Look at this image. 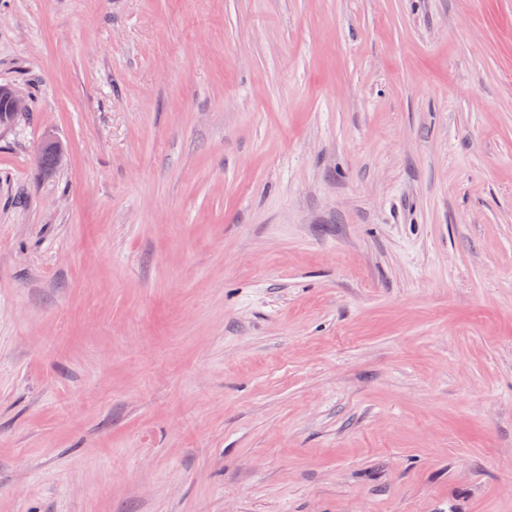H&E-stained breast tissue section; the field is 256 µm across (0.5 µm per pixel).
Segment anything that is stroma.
<instances>
[{
	"label": "stroma",
	"mask_w": 512,
	"mask_h": 512,
	"mask_svg": "<svg viewBox=\"0 0 512 512\" xmlns=\"http://www.w3.org/2000/svg\"><path fill=\"white\" fill-rule=\"evenodd\" d=\"M0 83V512H512V0H0Z\"/></svg>",
	"instance_id": "35a3bbf8"
}]
</instances>
